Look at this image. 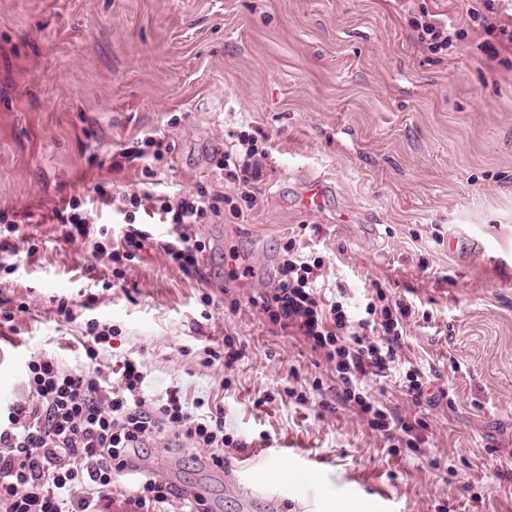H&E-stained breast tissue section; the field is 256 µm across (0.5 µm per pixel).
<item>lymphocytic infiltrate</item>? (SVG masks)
<instances>
[{"instance_id":"obj_1","label":"lymphocytic infiltrate","mask_w":512,"mask_h":512,"mask_svg":"<svg viewBox=\"0 0 512 512\" xmlns=\"http://www.w3.org/2000/svg\"><path fill=\"white\" fill-rule=\"evenodd\" d=\"M412 27L418 42L434 52L452 50L460 38L455 25L426 11ZM267 157L257 137L243 131L219 155L218 169L241 177L249 206L258 204L255 188L263 180ZM126 202L124 221L130 229L125 249L112 250L97 241L92 250L93 256L109 257L117 280L124 276L123 264L135 259L150 236L135 226L139 212L178 228L164 252L190 274L206 245L189 234V225L221 217L228 199L205 189L173 199L155 186L128 195ZM283 251L276 287L252 297L251 305L333 364L339 399L357 409L371 429L420 451L427 442L424 420L395 414L366 385L368 378L402 372L405 395L421 405L427 391L424 374L401 365L407 326L415 314L412 304L390 299L376 282L365 292L364 309H349L341 286L334 301L324 300L318 291L321 262H308L292 241ZM147 377L143 364L131 359L124 361L113 385L96 372L61 369L51 358L30 361L28 397L10 404L7 422L0 424V512H97L112 493L113 474L136 469L139 450L149 440L171 437L209 449L212 462L223 465L224 449L233 443L223 416L197 414L173 387L164 398L149 399Z\"/></svg>"}]
</instances>
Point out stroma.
<instances>
[{"instance_id":"stroma-1","label":"stroma","mask_w":512,"mask_h":512,"mask_svg":"<svg viewBox=\"0 0 512 512\" xmlns=\"http://www.w3.org/2000/svg\"><path fill=\"white\" fill-rule=\"evenodd\" d=\"M471 2L0 0V211L23 216L17 271L0 277L16 312L0 327V406L26 399L34 358L87 365L92 319L112 331L103 373L134 358L148 394L174 386L223 412L235 440L223 466L163 441L142 452L146 472L204 512H337L347 492L355 512H512V46L488 57ZM424 9L461 29L452 53L417 43L410 20ZM257 130L269 153L261 202L190 226L206 244L198 273L169 262L175 231L159 224L111 284L108 257L69 242L54 218L112 183L111 205L86 209L123 247L124 197L151 169L170 194L241 204L215 152L229 132ZM150 135L172 145L162 161L113 170V152ZM312 181L326 195L308 216L298 203ZM291 240L322 261L326 296L344 285L357 307L376 281L415 306L402 357L434 404L414 406L391 378L367 386L427 422L423 452L393 451L337 399L333 364L250 305L274 288ZM235 254L251 261L247 281L227 276ZM61 298L72 320L57 315ZM228 336L242 359L203 364ZM278 466L303 473L312 496L275 488Z\"/></svg>"}]
</instances>
